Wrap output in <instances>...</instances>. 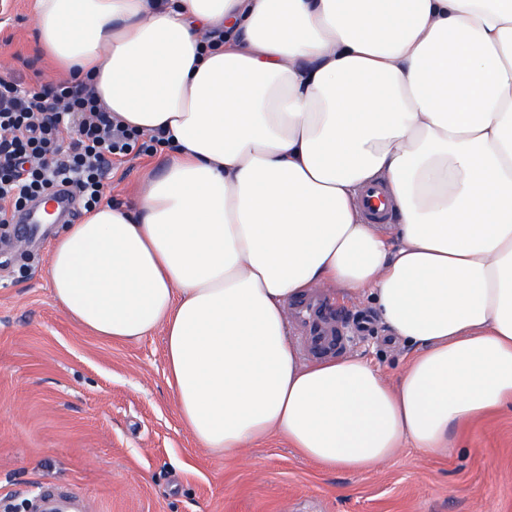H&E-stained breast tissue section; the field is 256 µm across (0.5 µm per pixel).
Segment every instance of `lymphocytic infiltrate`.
I'll return each mask as SVG.
<instances>
[{
    "mask_svg": "<svg viewBox=\"0 0 512 512\" xmlns=\"http://www.w3.org/2000/svg\"><path fill=\"white\" fill-rule=\"evenodd\" d=\"M126 126L99 102L87 82L38 87L22 77L0 80V224L56 187H70L85 210L103 197V178L114 160L163 145Z\"/></svg>",
    "mask_w": 512,
    "mask_h": 512,
    "instance_id": "obj_1",
    "label": "lymphocytic infiltrate"
}]
</instances>
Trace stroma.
<instances>
[{
  "label": "stroma",
  "mask_w": 512,
  "mask_h": 512,
  "mask_svg": "<svg viewBox=\"0 0 512 512\" xmlns=\"http://www.w3.org/2000/svg\"><path fill=\"white\" fill-rule=\"evenodd\" d=\"M53 80L34 39L32 0H0V76ZM164 154L114 163L104 200L131 205ZM62 224L23 249L0 246V512H33L42 488L82 512H512V403L450 430L448 453L404 448L369 474L330 471L281 438L216 456L183 425L166 381L165 336L92 335L54 302L48 276ZM349 354L396 379L410 350L379 322Z\"/></svg>",
  "instance_id": "stroma-1"
}]
</instances>
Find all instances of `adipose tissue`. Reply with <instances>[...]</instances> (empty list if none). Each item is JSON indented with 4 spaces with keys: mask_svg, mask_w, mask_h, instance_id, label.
Here are the masks:
<instances>
[{
    "mask_svg": "<svg viewBox=\"0 0 512 512\" xmlns=\"http://www.w3.org/2000/svg\"><path fill=\"white\" fill-rule=\"evenodd\" d=\"M35 39L173 153L132 208L67 225L48 273L90 333L163 329L196 441L273 436L367 473L512 402V0H36ZM382 186L393 217L370 224ZM371 297L397 380L312 360L288 311Z\"/></svg>",
    "mask_w": 512,
    "mask_h": 512,
    "instance_id": "ef3b65f1",
    "label": "adipose tissue"
}]
</instances>
